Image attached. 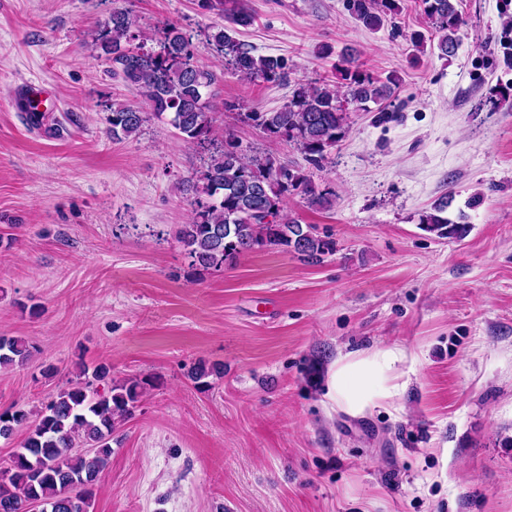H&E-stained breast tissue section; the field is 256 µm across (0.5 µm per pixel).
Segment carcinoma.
Here are the masks:
<instances>
[{
    "mask_svg": "<svg viewBox=\"0 0 512 512\" xmlns=\"http://www.w3.org/2000/svg\"><path fill=\"white\" fill-rule=\"evenodd\" d=\"M203 10L224 13L233 26L252 22L248 8L239 3L224 8V0H198ZM423 14L438 34V55L454 53L456 32L464 23L453 0H420ZM346 8L369 30L381 28L398 9L397 0H346ZM97 56L111 62L112 77L120 78L148 104L152 113L165 118L183 140L196 143L213 135L207 90L215 83L214 71L194 60L192 36L172 22L160 30L156 46L138 41L129 12H112L102 29L89 34ZM209 38L225 65L248 82L280 83L289 74L281 56H256L253 49L236 41L227 27H217ZM339 86L316 79L301 83L280 109L248 112L251 121L269 138L293 144L305 161L320 169L327 154L346 133L351 109L383 106L400 84L390 75L381 80L360 68L353 54H340ZM112 139L135 136L144 122L143 112L132 106L112 108L108 117ZM194 199L192 219L176 231L177 240L196 271L221 269L257 247L281 248L308 263H319L336 251V243L285 212L288 198L297 196L306 207L325 210L333 204V191L317 184L313 172L290 160L270 155H249L235 135L224 131V145L191 179ZM451 197L444 194L419 213L420 229L433 237L464 240L471 225L448 217ZM31 357L30 346L18 337L0 336V366L23 364ZM224 368L199 363L187 371L196 384L219 377ZM142 395L139 383L114 384L110 369L99 365L92 379L77 381L49 396L39 421L13 407L0 411V434L26 428L20 448L9 467L0 470V512H28L33 502L47 512H89L91 489L98 482L112 454V434L118 422L133 416Z\"/></svg>",
    "mask_w": 512,
    "mask_h": 512,
    "instance_id": "cac0c4a2",
    "label": "carcinoma"
}]
</instances>
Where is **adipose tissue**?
<instances>
[{"label": "adipose tissue", "instance_id": "obj_1", "mask_svg": "<svg viewBox=\"0 0 512 512\" xmlns=\"http://www.w3.org/2000/svg\"><path fill=\"white\" fill-rule=\"evenodd\" d=\"M408 359L407 350L397 345L339 355L328 373L326 395L352 416L393 404L404 390L400 367Z\"/></svg>", "mask_w": 512, "mask_h": 512}]
</instances>
